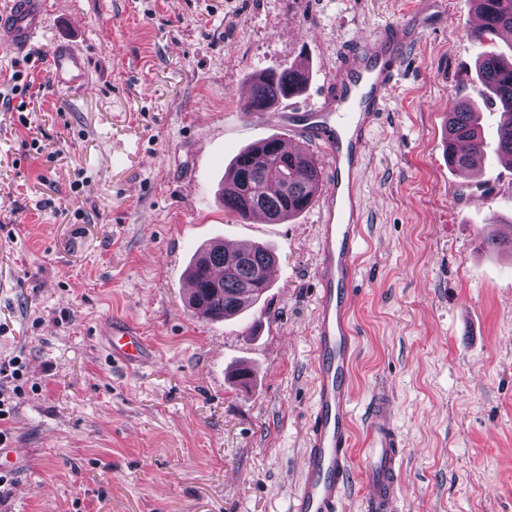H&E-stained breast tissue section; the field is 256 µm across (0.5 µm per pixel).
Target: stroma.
<instances>
[{
	"instance_id": "stroma-1",
	"label": "stroma",
	"mask_w": 512,
	"mask_h": 512,
	"mask_svg": "<svg viewBox=\"0 0 512 512\" xmlns=\"http://www.w3.org/2000/svg\"><path fill=\"white\" fill-rule=\"evenodd\" d=\"M422 0H45L32 57L0 47V361L29 387L6 423L0 512H286L313 400L319 207L282 224L225 213L224 173L287 135L283 104L240 112L256 74L304 64L315 99L342 46ZM471 0H438L359 176L365 202L354 365L357 414L378 387L406 444L399 512H512V226L501 113L476 74ZM87 88L58 85V44ZM489 144L481 177L449 166L454 103ZM261 243L278 277L241 316L186 305L197 249ZM155 363L112 364V321ZM252 373L239 385L233 372Z\"/></svg>"
}]
</instances>
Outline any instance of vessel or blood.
<instances>
[{"instance_id": "vessel-or-blood-1", "label": "vessel or blood", "mask_w": 512, "mask_h": 512, "mask_svg": "<svg viewBox=\"0 0 512 512\" xmlns=\"http://www.w3.org/2000/svg\"><path fill=\"white\" fill-rule=\"evenodd\" d=\"M426 18L416 12L372 37L346 44L314 104L289 108L288 146L320 147L326 157L316 255L313 371L314 401L307 419L302 478L287 512H341L352 480L353 368L358 337L352 323L357 297L360 240L365 217L356 177L405 57ZM46 28L44 0H7L0 8V45L22 55ZM57 82L88 83L86 61L68 47L55 55ZM104 342L113 364L131 370L150 363L153 352L131 324L113 323ZM363 512H397L405 452L395 423L392 394L376 390L365 410Z\"/></svg>"}]
</instances>
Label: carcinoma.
<instances>
[{"mask_svg": "<svg viewBox=\"0 0 512 512\" xmlns=\"http://www.w3.org/2000/svg\"><path fill=\"white\" fill-rule=\"evenodd\" d=\"M481 25L470 30L471 39L490 47L483 53L477 77L490 100L498 105L502 122L498 131L497 155L512 160V60L496 49L495 41L505 27L512 28V0H472ZM309 72L291 65L254 77L252 92L240 105L246 114L266 112L290 93L301 91ZM445 139L448 149L462 140L468 151L448 154V162L459 169H475L484 155L485 141L474 112L465 102L448 113ZM320 186V171L313 155L291 153L281 147V138L269 137L263 146L250 145L234 158L224 176V210L245 221L255 211L280 224L306 210ZM276 263L275 253L251 245L232 253L224 243L212 241L200 248L188 268L195 284L188 306L210 319L237 317L246 303L257 302L270 286L268 270Z\"/></svg>", "mask_w": 512, "mask_h": 512, "instance_id": "1", "label": "carcinoma"}]
</instances>
